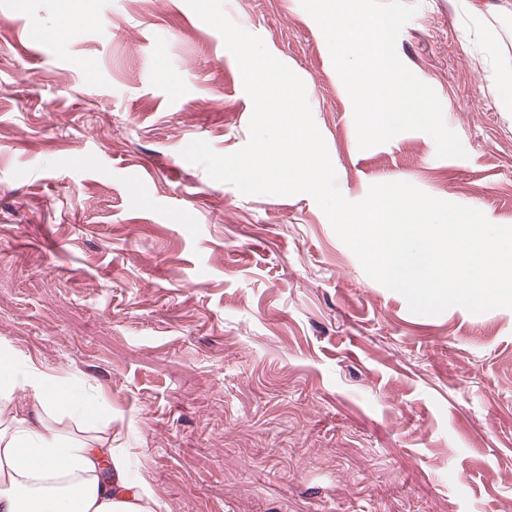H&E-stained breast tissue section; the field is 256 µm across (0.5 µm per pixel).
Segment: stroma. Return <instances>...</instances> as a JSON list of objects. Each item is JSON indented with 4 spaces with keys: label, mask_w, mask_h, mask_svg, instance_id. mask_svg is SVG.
Returning a JSON list of instances; mask_svg holds the SVG:
<instances>
[{
    "label": "stroma",
    "mask_w": 512,
    "mask_h": 512,
    "mask_svg": "<svg viewBox=\"0 0 512 512\" xmlns=\"http://www.w3.org/2000/svg\"><path fill=\"white\" fill-rule=\"evenodd\" d=\"M414 2L397 53L460 159L417 131L359 149L300 0L225 11L303 80L346 199L404 181L512 226V0ZM252 110L185 0H0V342L92 387L157 512H512V309L413 314L310 195L182 157L242 148ZM86 22L85 17L70 13L60 14L51 30L54 39L65 40L72 37Z\"/></svg>",
    "instance_id": "obj_1"
}]
</instances>
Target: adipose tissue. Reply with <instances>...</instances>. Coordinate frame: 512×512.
Here are the masks:
<instances>
[{"label":"adipose tissue","instance_id":"adipose-tissue-1","mask_svg":"<svg viewBox=\"0 0 512 512\" xmlns=\"http://www.w3.org/2000/svg\"><path fill=\"white\" fill-rule=\"evenodd\" d=\"M111 420L77 378L48 374L0 343V512H153L147 480L108 437L80 439L48 420Z\"/></svg>","mask_w":512,"mask_h":512}]
</instances>
